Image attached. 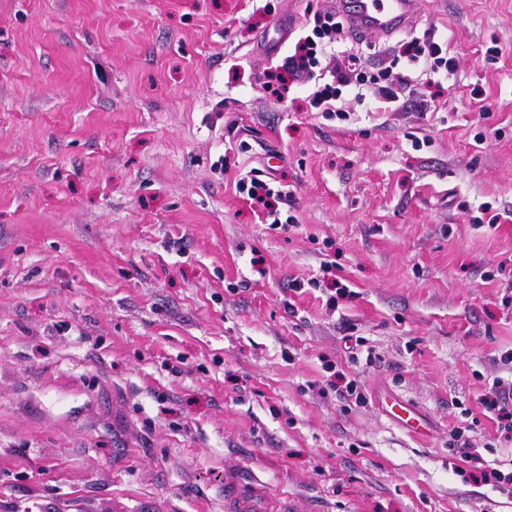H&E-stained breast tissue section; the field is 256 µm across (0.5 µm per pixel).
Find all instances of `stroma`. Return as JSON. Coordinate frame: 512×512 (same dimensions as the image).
I'll use <instances>...</instances> for the list:
<instances>
[{
    "label": "stroma",
    "instance_id": "1",
    "mask_svg": "<svg viewBox=\"0 0 512 512\" xmlns=\"http://www.w3.org/2000/svg\"><path fill=\"white\" fill-rule=\"evenodd\" d=\"M335 8L0 0V512H225L232 475L258 512H512L450 445L506 446L482 403L512 381V0H415L268 89ZM426 34L453 74L403 57ZM354 64L407 75L399 100L312 108ZM237 187L242 193L246 191L253 202L261 204L268 209L269 216H274L270 224H281L284 229L288 227V224H294L295 217L292 215H287L285 220L282 221L279 217L280 212L277 211V208L271 202V199L274 201L280 200L283 197L282 191H275L267 183L256 178H251L249 183H245L244 179H240L237 182Z\"/></svg>",
    "mask_w": 512,
    "mask_h": 512
}]
</instances>
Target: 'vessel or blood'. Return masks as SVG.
Masks as SVG:
<instances>
[{
  "mask_svg": "<svg viewBox=\"0 0 512 512\" xmlns=\"http://www.w3.org/2000/svg\"><path fill=\"white\" fill-rule=\"evenodd\" d=\"M344 6L348 31L356 37L378 34L386 37L406 30L413 19L411 0H336ZM228 512H253L245 486L230 481L224 485Z\"/></svg>",
  "mask_w": 512,
  "mask_h": 512,
  "instance_id": "b4317fda",
  "label": "vessel or blood"
}]
</instances>
